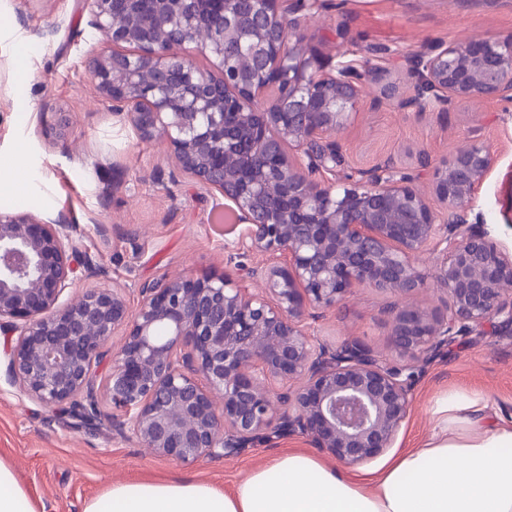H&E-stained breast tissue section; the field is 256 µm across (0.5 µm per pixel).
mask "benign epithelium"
<instances>
[{
  "label": "benign epithelium",
  "mask_w": 512,
  "mask_h": 512,
  "mask_svg": "<svg viewBox=\"0 0 512 512\" xmlns=\"http://www.w3.org/2000/svg\"><path fill=\"white\" fill-rule=\"evenodd\" d=\"M89 2L90 26L109 38L89 59L99 97L140 141L164 139L181 175L232 203L243 228L227 262L285 254L288 265L140 284L133 310L118 284L63 304L78 268L97 272L72 226L1 212L0 333L22 394L49 408L84 395L97 407L96 368L118 335L102 395L122 411L118 434L150 454L193 464L301 434L355 466L392 447L434 354L489 330L512 338V251L467 219L490 148L457 149L434 168L429 197L390 163L346 170L336 140L372 85L373 105L415 112L512 102L511 37L422 48L401 60L412 80L401 96L380 64L305 52L298 13L321 0H171L150 29L114 23L116 0ZM242 35L244 68L224 58V42ZM143 70L156 80L142 83ZM432 284L441 306L423 309L415 298ZM359 287L401 298L389 310L397 360L357 340H318L314 323Z\"/></svg>",
  "instance_id": "7a95c632"
}]
</instances>
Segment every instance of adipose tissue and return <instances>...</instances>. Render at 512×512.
I'll use <instances>...</instances> for the list:
<instances>
[{
  "label": "adipose tissue",
  "mask_w": 512,
  "mask_h": 512,
  "mask_svg": "<svg viewBox=\"0 0 512 512\" xmlns=\"http://www.w3.org/2000/svg\"><path fill=\"white\" fill-rule=\"evenodd\" d=\"M489 411L480 392L448 393L432 407L430 435L371 470L297 449L229 493L140 480L110 487L84 512H512V423L488 424Z\"/></svg>",
  "instance_id": "1"
}]
</instances>
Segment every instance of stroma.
Wrapping results in <instances>:
<instances>
[{
	"label": "stroma",
	"mask_w": 512,
	"mask_h": 512,
	"mask_svg": "<svg viewBox=\"0 0 512 512\" xmlns=\"http://www.w3.org/2000/svg\"><path fill=\"white\" fill-rule=\"evenodd\" d=\"M88 0H0V212L65 216L101 274L67 289L70 302L86 288L136 285L163 277L223 272L224 199L174 175L164 141H140L95 91L88 70L105 36L89 24ZM306 49L346 52L359 64L386 66L401 93L409 81L401 55L421 46L473 37L512 35V0H322L302 23ZM65 136H57L58 124ZM349 167L388 161L420 171L421 159L439 163L470 140L487 144L494 165L468 206L492 236L512 249V104L473 101L449 112L399 111L391 106L353 113L337 134ZM25 170H14V158ZM42 178L38 193L18 185L27 170ZM416 188L430 193L432 174L420 171ZM397 296L358 288L345 305L316 323L322 341L357 339L395 358L388 311ZM475 389L488 399L492 419L512 420V339H459L420 373L410 414L394 450L427 436L429 409L448 390ZM109 405L81 421L69 406L48 408L11 385L0 362V460L8 463L41 512H83L87 500L118 482L148 476L203 481L233 490L273 457L311 448L290 436L224 459L186 465L146 454L135 440L114 437Z\"/></svg>",
	"instance_id": "35a3bbf8"
}]
</instances>
